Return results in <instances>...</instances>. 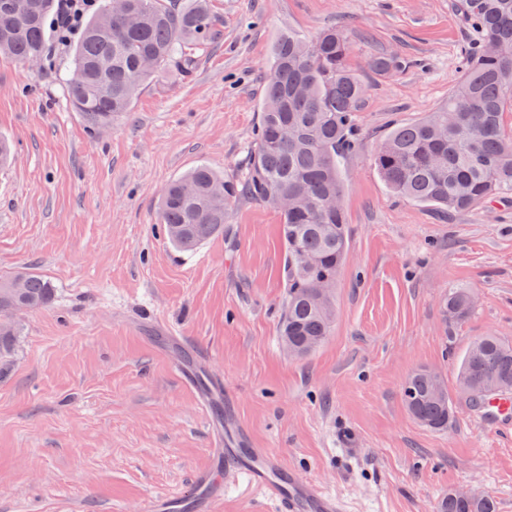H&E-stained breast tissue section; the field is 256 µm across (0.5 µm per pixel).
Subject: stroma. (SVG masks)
Segmentation results:
<instances>
[{
    "mask_svg": "<svg viewBox=\"0 0 512 512\" xmlns=\"http://www.w3.org/2000/svg\"><path fill=\"white\" fill-rule=\"evenodd\" d=\"M223 32L187 77L143 87L130 112L91 131L62 81L69 50L28 70L0 56V275L29 268L54 289L17 317L0 358V512H139L196 493L210 465L208 413L169 363L210 352L256 447L278 453L347 512H437L451 490L512 512V429L465 405L421 426L401 388L413 371L456 386L482 336L512 340V204L446 212L393 194L374 155L398 125L435 111L461 77L474 32L455 0H213ZM312 37L344 27L366 95L358 149L341 163L349 248L330 336L303 357L279 341L280 215L248 199L196 251L158 225L167 184L205 164L245 176L270 53L283 25ZM400 58L375 74L368 59ZM466 289L456 327L440 302Z\"/></svg>",
    "mask_w": 512,
    "mask_h": 512,
    "instance_id": "1",
    "label": "stroma"
}]
</instances>
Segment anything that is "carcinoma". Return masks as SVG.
I'll return each instance as SVG.
<instances>
[{"instance_id":"obj_1","label":"carcinoma","mask_w":512,"mask_h":512,"mask_svg":"<svg viewBox=\"0 0 512 512\" xmlns=\"http://www.w3.org/2000/svg\"><path fill=\"white\" fill-rule=\"evenodd\" d=\"M0 0V55L26 65L47 47L46 18L55 0ZM478 45L464 47L461 79L448 101L418 121L391 131L374 163L384 183L400 197L450 212L512 201V131L504 113L512 112V0H459ZM223 19L210 0H104L84 23L70 49L72 70L64 89L71 108L94 130L112 126L131 111L142 87L171 68L187 74L219 35ZM353 45L347 30L327 29L307 37L283 31L271 52L260 118L244 189L201 164L173 181L161 201L159 224L173 245L193 251L224 232L231 206L245 196L270 204L288 196L280 209L287 288L281 338L297 349H314L329 335L336 307L335 288L348 252L340 163L356 151V112L365 85L350 68ZM394 56L370 58V69L389 75L402 68ZM19 280L22 288L9 291ZM470 292L448 293L442 309L455 327L474 312ZM52 299V285L31 270L0 276V305L38 309ZM16 324L0 326V356L9 355ZM439 375L412 372L402 385L408 412L434 430L448 428L456 400L438 397ZM492 388L491 398L512 394V343L485 336L470 344L459 362L458 382ZM438 512H497L490 494L460 499L450 491Z\"/></svg>"}]
</instances>
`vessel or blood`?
I'll return each mask as SVG.
<instances>
[{"mask_svg": "<svg viewBox=\"0 0 512 512\" xmlns=\"http://www.w3.org/2000/svg\"><path fill=\"white\" fill-rule=\"evenodd\" d=\"M203 403L208 407L222 405L224 418L211 428L210 466L194 477L192 512H216L224 500L225 484L237 478L257 489L274 512H344L334 494L322 491L307 476L287 467L279 455L255 447L223 383L214 382Z\"/></svg>", "mask_w": 512, "mask_h": 512, "instance_id": "1", "label": "vessel or blood"}]
</instances>
